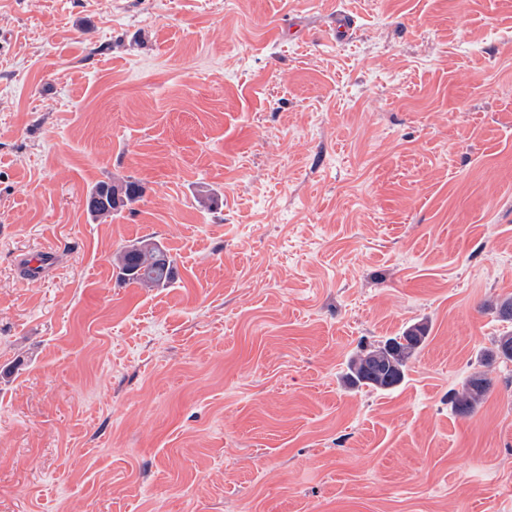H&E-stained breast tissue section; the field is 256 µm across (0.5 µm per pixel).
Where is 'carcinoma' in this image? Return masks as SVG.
I'll list each match as a JSON object with an SVG mask.
<instances>
[{"mask_svg": "<svg viewBox=\"0 0 512 512\" xmlns=\"http://www.w3.org/2000/svg\"><path fill=\"white\" fill-rule=\"evenodd\" d=\"M142 193V185L135 180H128L120 187L110 181H102L88 192L87 212L93 220L105 222L125 203L136 200ZM112 263L117 270V279L122 283L160 288L173 279V260L164 247L152 238L138 241L120 251ZM427 335V325L415 323L405 327L398 335L356 353L346 364L342 376L344 386L349 389L368 387L379 392L396 389L405 380L408 364L424 346ZM485 357L488 360L512 361V332L498 337ZM490 387L491 381L485 374L474 372L461 389L449 393L448 403L458 414H471Z\"/></svg>", "mask_w": 512, "mask_h": 512, "instance_id": "cac0c4a2", "label": "carcinoma"}]
</instances>
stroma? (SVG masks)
<instances>
[{"label": "stroma", "instance_id": "35a3bbf8", "mask_svg": "<svg viewBox=\"0 0 512 512\" xmlns=\"http://www.w3.org/2000/svg\"><path fill=\"white\" fill-rule=\"evenodd\" d=\"M508 297L512 0H0V512H512ZM142 193V185L135 180L126 181L120 189L110 181L99 182L88 192L87 212L93 220L105 222L108 218L112 219V214L125 203L136 200ZM117 279L144 288L167 286L173 279V260L164 247L146 238L120 251L112 260ZM54 260V250L46 249L27 256L24 260V269L29 276H44L50 269ZM427 335V325L415 323L397 336L356 353L346 364L342 376L344 386L349 389L368 387L379 392L396 389L405 380L408 364L424 346ZM490 387L491 381L485 374L474 372L462 384L461 390L454 389L449 393L448 403L452 410L458 414H471Z\"/></svg>", "mask_w": 512, "mask_h": 512}]
</instances>
